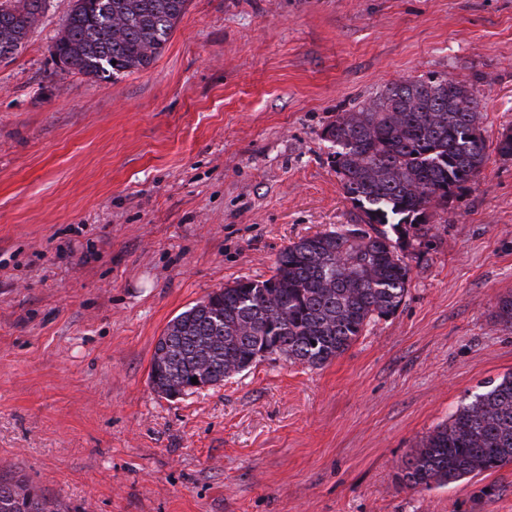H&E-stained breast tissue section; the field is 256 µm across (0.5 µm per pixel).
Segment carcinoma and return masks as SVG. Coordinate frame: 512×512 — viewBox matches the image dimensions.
Listing matches in <instances>:
<instances>
[{
  "mask_svg": "<svg viewBox=\"0 0 512 512\" xmlns=\"http://www.w3.org/2000/svg\"><path fill=\"white\" fill-rule=\"evenodd\" d=\"M188 0H73L53 54L62 71L91 79L148 68ZM48 0H0V62L13 59ZM483 93L444 74L405 79L368 106L339 112L325 132L360 223L283 248L273 274L239 278L170 321L156 343L150 383L169 396L199 377L216 386L273 355L321 368L367 327L393 316L407 293L406 246L426 237L433 211L476 183L488 154ZM390 226V230L383 226ZM512 327V292L497 302ZM512 465V374L464 400L423 437L404 463L409 489L443 487ZM0 512H60L23 479L0 478Z\"/></svg>",
  "mask_w": 512,
  "mask_h": 512,
  "instance_id": "carcinoma-1",
  "label": "carcinoma"
}]
</instances>
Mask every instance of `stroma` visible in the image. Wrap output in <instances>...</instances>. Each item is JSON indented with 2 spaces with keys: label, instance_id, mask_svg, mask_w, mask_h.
Wrapping results in <instances>:
<instances>
[{
  "label": "stroma",
  "instance_id": "35a3bbf8",
  "mask_svg": "<svg viewBox=\"0 0 512 512\" xmlns=\"http://www.w3.org/2000/svg\"><path fill=\"white\" fill-rule=\"evenodd\" d=\"M72 5L0 63V473L71 512H512V466L399 480L512 372V0H189L148 68L96 81L51 58ZM432 73L477 81L488 160L409 246L397 313L321 368L155 393L171 319L355 222L337 113Z\"/></svg>",
  "mask_w": 512,
  "mask_h": 512
}]
</instances>
